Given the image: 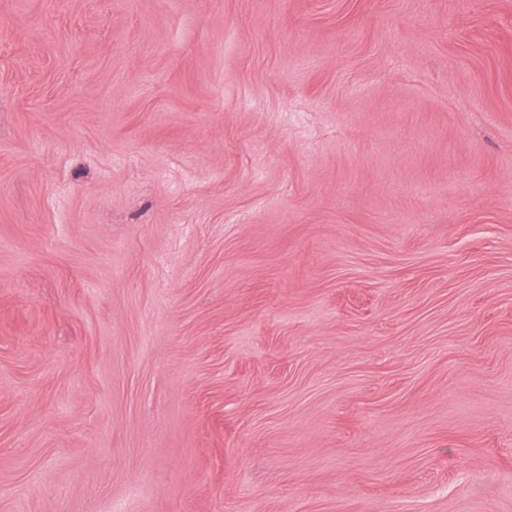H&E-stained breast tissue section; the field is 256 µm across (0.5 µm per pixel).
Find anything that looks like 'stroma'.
I'll return each mask as SVG.
<instances>
[{
    "label": "stroma",
    "mask_w": 512,
    "mask_h": 512,
    "mask_svg": "<svg viewBox=\"0 0 512 512\" xmlns=\"http://www.w3.org/2000/svg\"><path fill=\"white\" fill-rule=\"evenodd\" d=\"M0 512H512V0H0Z\"/></svg>",
    "instance_id": "stroma-1"
}]
</instances>
